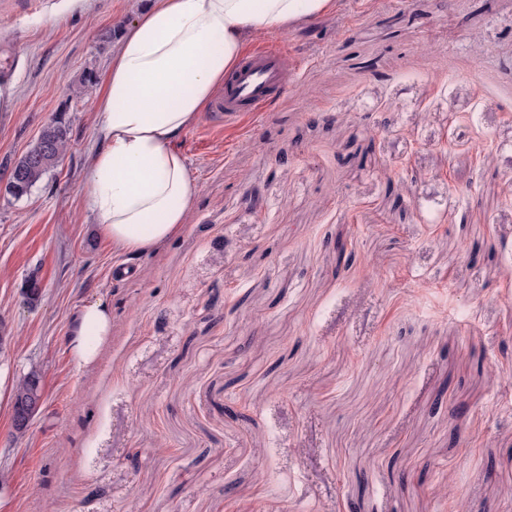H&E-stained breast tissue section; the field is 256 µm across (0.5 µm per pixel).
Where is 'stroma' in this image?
<instances>
[{
    "instance_id": "stroma-1",
    "label": "stroma",
    "mask_w": 512,
    "mask_h": 512,
    "mask_svg": "<svg viewBox=\"0 0 512 512\" xmlns=\"http://www.w3.org/2000/svg\"><path fill=\"white\" fill-rule=\"evenodd\" d=\"M335 2L247 43H279L287 91L202 113L188 220L131 259L86 186L102 34L148 0H0V183L70 123L57 168L0 194V512H512V0ZM96 301L85 367L69 331ZM112 316L103 302H93L80 307L73 319L71 343L80 364L92 365L99 347L110 336ZM19 399L25 402L24 413L17 412L16 405ZM43 399L44 394L42 385L41 388L31 392H27L24 388V385L19 388H15L12 406V420L15 431L19 433H22L26 430L28 431L33 418L42 407Z\"/></svg>"
}]
</instances>
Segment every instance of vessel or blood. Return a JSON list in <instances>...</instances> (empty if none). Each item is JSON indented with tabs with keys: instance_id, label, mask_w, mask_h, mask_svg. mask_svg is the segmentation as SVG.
I'll return each mask as SVG.
<instances>
[{
	"instance_id": "1",
	"label": "vessel or blood",
	"mask_w": 512,
	"mask_h": 512,
	"mask_svg": "<svg viewBox=\"0 0 512 512\" xmlns=\"http://www.w3.org/2000/svg\"><path fill=\"white\" fill-rule=\"evenodd\" d=\"M288 87V64L275 45L258 48L245 56L224 81V90L212 105L213 112L232 124L266 111Z\"/></svg>"
}]
</instances>
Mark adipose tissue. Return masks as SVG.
Instances as JSON below:
<instances>
[{"label": "adipose tissue", "mask_w": 512, "mask_h": 512, "mask_svg": "<svg viewBox=\"0 0 512 512\" xmlns=\"http://www.w3.org/2000/svg\"><path fill=\"white\" fill-rule=\"evenodd\" d=\"M333 2L152 0L124 29L96 107L100 145L87 187L93 220L116 249L144 253L185 224L195 184L178 142L241 61L246 37L287 33ZM111 330L105 303L77 310L80 364L95 362Z\"/></svg>", "instance_id": "obj_1"}]
</instances>
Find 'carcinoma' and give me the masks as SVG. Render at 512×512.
I'll use <instances>...</instances> for the list:
<instances>
[{"label": "carcinoma", "mask_w": 512, "mask_h": 512, "mask_svg": "<svg viewBox=\"0 0 512 512\" xmlns=\"http://www.w3.org/2000/svg\"><path fill=\"white\" fill-rule=\"evenodd\" d=\"M69 138L70 124L65 115L59 113L44 125L34 145L11 169V174L19 176L18 192L13 197L28 194L44 175L58 166Z\"/></svg>", "instance_id": "obj_1"}]
</instances>
